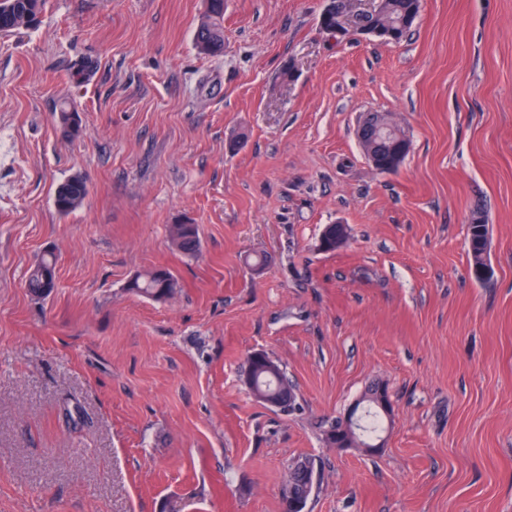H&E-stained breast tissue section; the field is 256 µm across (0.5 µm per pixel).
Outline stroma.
<instances>
[{"label":"stroma","mask_w":512,"mask_h":512,"mask_svg":"<svg viewBox=\"0 0 512 512\" xmlns=\"http://www.w3.org/2000/svg\"><path fill=\"white\" fill-rule=\"evenodd\" d=\"M326 3L224 0L216 57L193 46L205 0H48L0 34V512H281L303 458L307 512H512V0H420L399 43L336 41ZM370 112L410 142L397 171L359 147ZM74 173L90 195L64 217ZM328 224L351 237L321 253ZM159 266L173 298L131 291ZM258 350L294 411L250 395ZM373 382L382 448L327 446ZM88 195L86 179L81 174L74 173L57 184L53 205L61 216H68L84 204ZM468 254L471 273H478L484 268H491L488 256V227L481 212L476 211L468 226ZM172 245L188 256H194L200 249L199 228L196 224H174L170 229ZM56 257L53 252H45L30 268L26 287L37 298L47 297L56 288Z\"/></svg>","instance_id":"35a3bbf8"}]
</instances>
